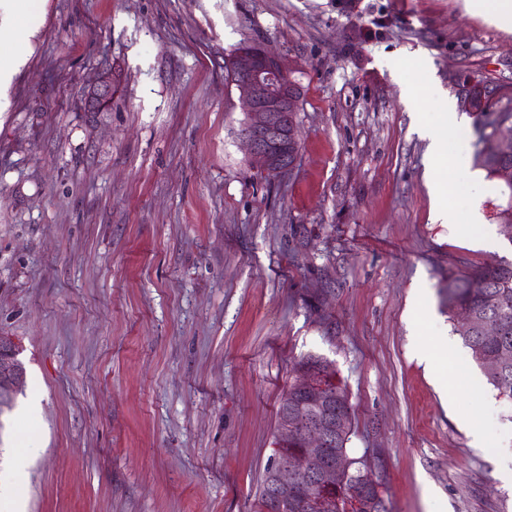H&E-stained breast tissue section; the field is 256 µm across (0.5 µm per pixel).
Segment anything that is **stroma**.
I'll return each instance as SVG.
<instances>
[{
	"instance_id": "1",
	"label": "stroma",
	"mask_w": 512,
	"mask_h": 512,
	"mask_svg": "<svg viewBox=\"0 0 512 512\" xmlns=\"http://www.w3.org/2000/svg\"><path fill=\"white\" fill-rule=\"evenodd\" d=\"M254 40L304 91L279 175L251 167L224 76ZM25 46L0 98V336L25 370L0 481L24 512H252L307 354L346 384L389 512H512V404L441 294L512 260L499 183H469L487 117L448 139L455 224L416 133L449 72L512 98V32L465 0H46ZM107 66L111 111H82ZM474 204L494 246L461 231Z\"/></svg>"
}]
</instances>
